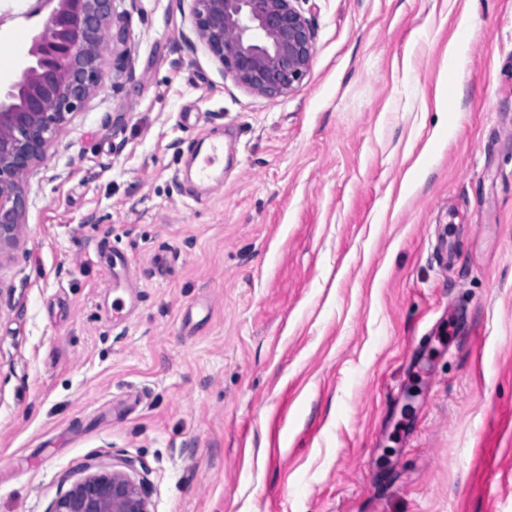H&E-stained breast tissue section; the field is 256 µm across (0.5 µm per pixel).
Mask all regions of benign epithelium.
<instances>
[{
	"mask_svg": "<svg viewBox=\"0 0 512 512\" xmlns=\"http://www.w3.org/2000/svg\"><path fill=\"white\" fill-rule=\"evenodd\" d=\"M116 2L43 0L51 10L33 39L30 65L0 84V253L21 235L31 171L104 76L101 56ZM190 2L198 38L237 84L274 99L306 77L313 33L301 0ZM50 512H150L146 479L130 463L89 472L59 493Z\"/></svg>",
	"mask_w": 512,
	"mask_h": 512,
	"instance_id": "1",
	"label": "benign epithelium"
}]
</instances>
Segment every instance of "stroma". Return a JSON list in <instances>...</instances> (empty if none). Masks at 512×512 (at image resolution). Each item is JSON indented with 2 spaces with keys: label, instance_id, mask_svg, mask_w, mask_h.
Returning <instances> with one entry per match:
<instances>
[{
  "label": "stroma",
  "instance_id": "stroma-1",
  "mask_svg": "<svg viewBox=\"0 0 512 512\" xmlns=\"http://www.w3.org/2000/svg\"><path fill=\"white\" fill-rule=\"evenodd\" d=\"M32 5L0 0L1 83ZM190 5L123 0L27 180L0 512L127 461L150 512H512V0H304L310 69L276 99L225 77ZM224 160V144H213L209 153L203 156L197 164V179L200 183L211 180L216 168Z\"/></svg>",
  "mask_w": 512,
  "mask_h": 512
}]
</instances>
